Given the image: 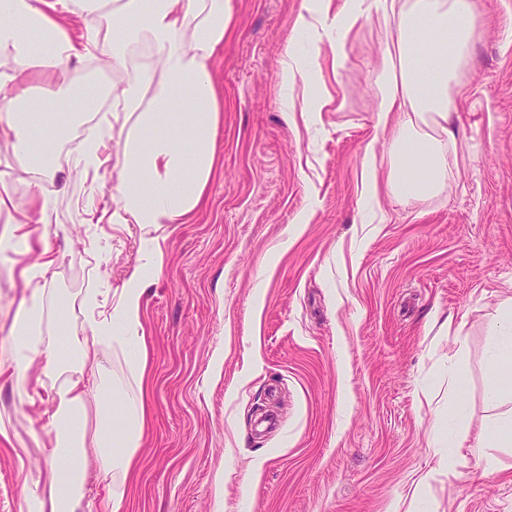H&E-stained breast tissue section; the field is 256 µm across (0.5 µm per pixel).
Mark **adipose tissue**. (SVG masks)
Instances as JSON below:
<instances>
[{"label":"adipose tissue","mask_w":512,"mask_h":512,"mask_svg":"<svg viewBox=\"0 0 512 512\" xmlns=\"http://www.w3.org/2000/svg\"><path fill=\"white\" fill-rule=\"evenodd\" d=\"M234 14L232 0H0V140L11 143L26 164L48 179L59 168V141L83 124L92 99L63 82L72 62L89 57L126 72L112 93V110L68 156V164L91 189L107 172L117 174L115 204L101 224H137L142 263L126 280L110 310L99 308L95 290L81 306L88 318L69 330L62 353L42 326L59 302L52 287L55 259L21 272L25 294L15 318L9 367L22 389L46 388L49 429L38 438L44 458L35 512H85L91 485L102 486L98 512H128L129 480L139 464L146 427L143 382L148 350L142 324L146 271L160 270L163 250L156 229L181 224L206 200L215 162L214 139L223 99L212 67ZM84 22L80 39L69 33ZM116 24L119 38L101 36V22ZM380 22L390 30L377 63L375 131L388 143L384 181L375 178L377 154L362 155L365 191L374 204L431 196L450 187L461 141L457 122L467 65L479 35L474 0H317L309 17L310 67L330 66L341 77L347 46L363 27ZM144 44L149 64L130 66L126 42ZM42 95H34L33 83ZM129 121L125 136L115 134ZM499 340L487 352L489 390L495 413L474 439L448 440L439 429L436 447H512V295L502 298L495 322ZM122 353L129 383L111 381L105 349ZM44 359L51 384L31 377L34 359Z\"/></svg>","instance_id":"adipose-tissue-1"}]
</instances>
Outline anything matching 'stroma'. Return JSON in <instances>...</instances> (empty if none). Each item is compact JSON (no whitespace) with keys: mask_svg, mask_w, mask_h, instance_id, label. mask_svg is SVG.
Segmentation results:
<instances>
[{"mask_svg":"<svg viewBox=\"0 0 512 512\" xmlns=\"http://www.w3.org/2000/svg\"><path fill=\"white\" fill-rule=\"evenodd\" d=\"M303 0H233L213 80L224 94L207 205L166 224L162 270L143 311L149 418L129 512H512V447L482 474L480 451L431 448L491 415L486 352L512 285V0H475L482 22L460 114L449 190L368 210L362 154L374 133V63L389 37L364 27L331 103L302 112L289 61ZM0 173L20 209L50 182L0 140ZM66 188L53 224L31 223V254L0 253V359L29 257L50 250L53 287L81 325L84 287L111 301L138 263L135 224H87L86 186ZM109 245L99 262L93 242ZM453 318L461 334L442 330ZM457 354L458 384L448 381ZM44 403L0 373V512H29L44 466ZM262 461L261 475L252 465Z\"/></svg>","mask_w":512,"mask_h":512,"instance_id":"1","label":"stroma"}]
</instances>
